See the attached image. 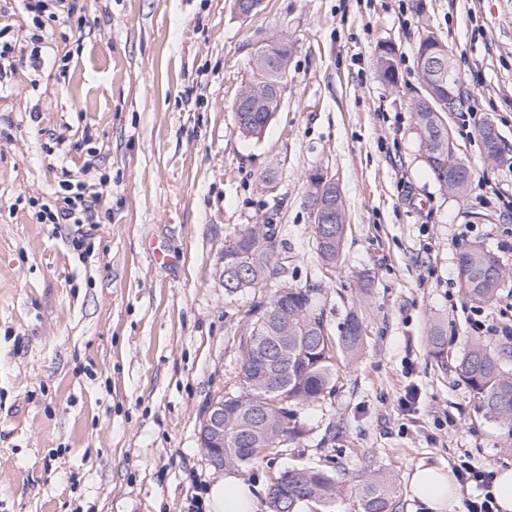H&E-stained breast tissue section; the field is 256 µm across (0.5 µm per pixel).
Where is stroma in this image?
<instances>
[{"mask_svg":"<svg viewBox=\"0 0 512 512\" xmlns=\"http://www.w3.org/2000/svg\"><path fill=\"white\" fill-rule=\"evenodd\" d=\"M82 4L42 68L23 62L0 81V512H193L197 500L210 512L220 474L199 425L238 391L237 327L269 294L226 295L219 277L251 224L273 225L289 284L318 286L331 335L352 308L365 326L333 392L297 408L304 437L244 473L259 498L290 467L330 468L345 482L335 512H362L348 481L367 466L393 476V512H423L408 489L418 465L449 471L466 453L512 468V428L456 371L475 309L458 278L465 247L498 256L507 279L480 310L512 324V0H263L247 17L234 0ZM426 31L459 78L446 120L471 173L461 195L420 156ZM278 35L293 47L287 89L248 140L233 104L257 46ZM384 44L392 83L376 66ZM488 121L505 145L495 160ZM56 136L67 155L51 151ZM316 170L336 178L348 224L330 268L306 204ZM64 179L100 197L95 233L37 222L31 200L54 202Z\"/></svg>","mask_w":512,"mask_h":512,"instance_id":"35a3bbf8","label":"stroma"}]
</instances>
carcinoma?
<instances>
[{
    "label": "carcinoma",
    "mask_w": 512,
    "mask_h": 512,
    "mask_svg": "<svg viewBox=\"0 0 512 512\" xmlns=\"http://www.w3.org/2000/svg\"><path fill=\"white\" fill-rule=\"evenodd\" d=\"M292 46L276 38L264 46L253 60V72L266 84L281 81ZM448 54V48L431 34L421 40L416 58ZM382 79L388 83L396 77L393 48L382 50L377 59ZM267 113L238 128L251 140H260ZM419 142L426 144L422 154L440 186L460 195L467 182L448 180L444 162L448 160V127L437 113L422 107L415 113ZM321 201L336 205V239L315 241L318 260L336 264L341 256L346 230V214L341 193L325 191ZM270 229L262 224L252 227V237L230 255L247 266L251 288H265L270 279L283 276L273 264V250L261 245ZM497 257L478 246L466 248L459 258V281L466 296L476 304L488 305L496 300L499 280L488 275ZM287 293L271 295L254 304L248 318L239 325L237 369L241 389L224 396V469L246 470L277 452L284 441L303 437L304 431L290 424V407L315 405L331 394L340 364L354 357L364 345L362 319L354 310L346 314L339 336L329 334L324 311L315 300V289L299 288L283 282ZM259 335H253L254 331ZM460 377L469 386L485 415L512 426V373L505 370L503 357L483 341H470L457 365ZM354 489L362 512H393L395 483L380 471L363 470L355 476ZM342 492L336 473L328 469L293 467L288 469V489L267 491L270 512H300L303 501L318 499L330 507Z\"/></svg>",
    "instance_id": "obj_1"
}]
</instances>
